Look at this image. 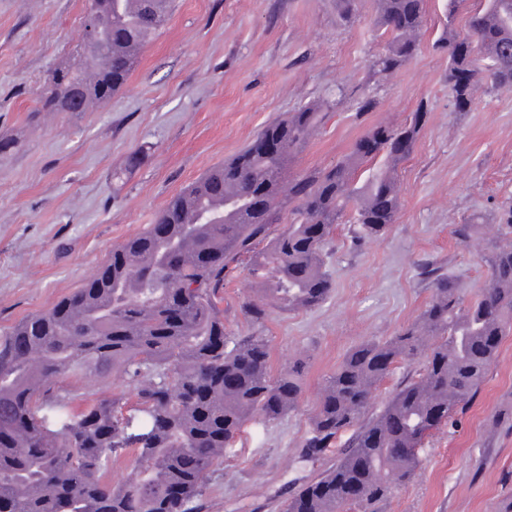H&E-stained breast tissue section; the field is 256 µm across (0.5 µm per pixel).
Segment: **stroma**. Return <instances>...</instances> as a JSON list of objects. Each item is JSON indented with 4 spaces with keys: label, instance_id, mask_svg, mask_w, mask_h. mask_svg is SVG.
Segmentation results:
<instances>
[{
    "label": "stroma",
    "instance_id": "1",
    "mask_svg": "<svg viewBox=\"0 0 512 512\" xmlns=\"http://www.w3.org/2000/svg\"><path fill=\"white\" fill-rule=\"evenodd\" d=\"M446 4L426 0L418 53L380 78L370 68L386 41L377 0H360L348 24L336 0H173L167 24L108 105L51 117L35 107L48 72L76 50L84 0H0V138L12 143L0 153V330L74 292L175 194L286 113L328 104L289 168L296 175L335 164L373 126L427 112L398 167L395 224L362 242L337 225L332 290L321 306L253 325L239 308L257 296L252 278L241 267L227 277L228 331L265 336L273 372L301 362L306 376L295 411L245 426L209 473L201 512H281L331 462L342 440L315 459L302 448L324 380L356 345L419 318L431 297L422 262L441 266L467 299L488 280L483 252L512 207V91L478 93L468 112L453 111L440 44ZM367 96L375 108L359 111ZM467 223L477 227L470 247L454 235ZM66 386L78 412L129 383L117 373ZM421 458L385 512H500L512 501V335L473 402L426 438Z\"/></svg>",
    "mask_w": 512,
    "mask_h": 512
}]
</instances>
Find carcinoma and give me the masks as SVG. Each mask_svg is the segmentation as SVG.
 <instances>
[{
    "label": "carcinoma",
    "instance_id": "1",
    "mask_svg": "<svg viewBox=\"0 0 512 512\" xmlns=\"http://www.w3.org/2000/svg\"><path fill=\"white\" fill-rule=\"evenodd\" d=\"M388 35L371 69L381 77L418 52L425 0H377ZM465 0H448V89L467 111L481 84L512 91V0H484L453 29ZM170 0H86V41L43 86L42 112L80 115L105 106L128 81ZM324 105L290 112L245 149L175 195L146 231L112 249L96 276L48 310L0 333V512H195L210 470L243 427L299 406L304 371L274 376L261 336L224 326V279L246 261L263 302L241 311L260 323L273 310H311L331 292L323 270L335 224L354 202V237L385 235L400 210L397 168L425 112L400 128L369 129L330 168L285 178L316 133ZM384 158L362 185L356 174ZM288 215L278 231L273 225ZM509 242L485 254V287L463 301L457 282L423 267L432 296L420 318L383 341L352 348L322 386L303 451L319 457L346 431L336 460L302 485L283 512H383L421 466L425 436L466 405L512 334V208L500 219ZM425 363L381 409L370 400L398 364ZM135 381L127 395L75 413L63 379ZM134 451L125 477L105 479L112 458Z\"/></svg>",
    "mask_w": 512,
    "mask_h": 512
}]
</instances>
